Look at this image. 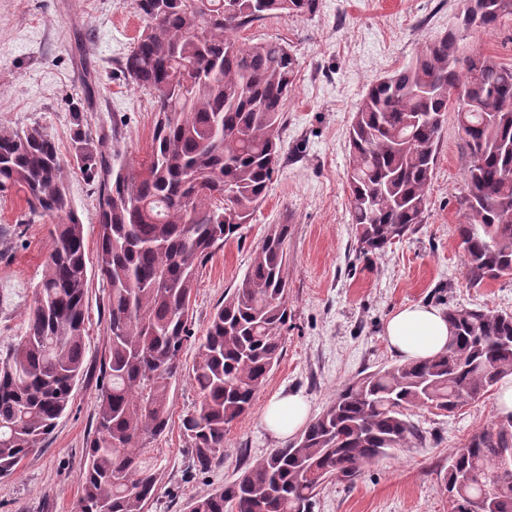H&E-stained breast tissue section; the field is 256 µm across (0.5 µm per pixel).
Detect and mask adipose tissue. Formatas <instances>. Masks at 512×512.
<instances>
[{"label": "adipose tissue", "instance_id": "1", "mask_svg": "<svg viewBox=\"0 0 512 512\" xmlns=\"http://www.w3.org/2000/svg\"><path fill=\"white\" fill-rule=\"evenodd\" d=\"M384 334L391 348L403 360L419 361L446 350L450 331L440 310L424 304L400 307L387 321ZM310 407L296 393L274 397L262 415L264 427L279 436L292 435L302 426Z\"/></svg>", "mask_w": 512, "mask_h": 512}]
</instances>
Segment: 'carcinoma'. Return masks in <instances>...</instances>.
<instances>
[{
    "instance_id": "obj_1",
    "label": "carcinoma",
    "mask_w": 512,
    "mask_h": 512,
    "mask_svg": "<svg viewBox=\"0 0 512 512\" xmlns=\"http://www.w3.org/2000/svg\"><path fill=\"white\" fill-rule=\"evenodd\" d=\"M133 4L146 25L122 70L155 99L149 160L129 168L104 136L84 129L81 111L72 114V156L97 194V269L109 288L79 512H145L154 498L148 448L169 427L200 270L238 237L278 172L296 59L278 41L240 45L232 33L270 16L312 14L318 0ZM471 12L465 28H496L512 20V0H482L478 18ZM459 41L455 32L440 35L370 85L349 133L347 181L359 252L381 255L423 222L443 122L454 108L468 156L455 232L471 278L481 282L512 275V67L467 54ZM8 188L24 194L27 223L55 224L25 336L0 352V478L43 447L68 408L85 371L88 293L84 225L58 144L43 126L0 127V192ZM289 230H268L198 348L192 379L200 401L181 419L194 474L224 452V434L249 414L281 357ZM446 317L445 352L343 385L298 438L196 499L190 512H312L325 482L352 483L389 450L424 438L409 410L452 414L486 397L512 374V312L455 307ZM505 451L512 452V418L454 449L443 476L452 512H467L491 484L493 512H512V471L497 468Z\"/></svg>"
}]
</instances>
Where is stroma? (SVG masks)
I'll return each mask as SVG.
<instances>
[{
  "mask_svg": "<svg viewBox=\"0 0 512 512\" xmlns=\"http://www.w3.org/2000/svg\"><path fill=\"white\" fill-rule=\"evenodd\" d=\"M465 7L466 0H319L315 13L272 16L236 31L241 43L285 44L298 75L285 109L278 173L240 237L226 242L203 269L191 330L195 340L204 335L213 310L244 276L274 224L290 227L291 319L282 356L252 410L228 429L211 471L191 480L180 424L198 402L190 378L195 341L182 350L183 372L171 389L169 429L157 443L156 497L148 512H189L195 498L233 483L247 465L285 446L261 423L272 397L301 393L315 417L349 380L396 363L383 328L403 305L512 311V276L473 282L455 232L463 219L467 153L455 113L445 119L423 223L370 260L359 255L351 224L348 132L373 82L451 30L462 33L465 49L512 65V21L467 30ZM143 27L133 0H0V125L38 124L55 137L84 224L89 277L84 375L44 448L0 480V512H77L80 463L96 429L108 288L96 268V196L71 156V111L82 104L88 127L139 168L151 148L154 99L126 81L120 65ZM26 211L23 194L0 193V351L23 338L53 247L50 221L24 223ZM495 400L488 395L451 415L413 410L425 439L367 466L354 484L326 482L313 512H450L442 483L448 454L475 430L497 423Z\"/></svg>",
  "mask_w": 512,
  "mask_h": 512,
  "instance_id": "obj_1",
  "label": "stroma"
}]
</instances>
